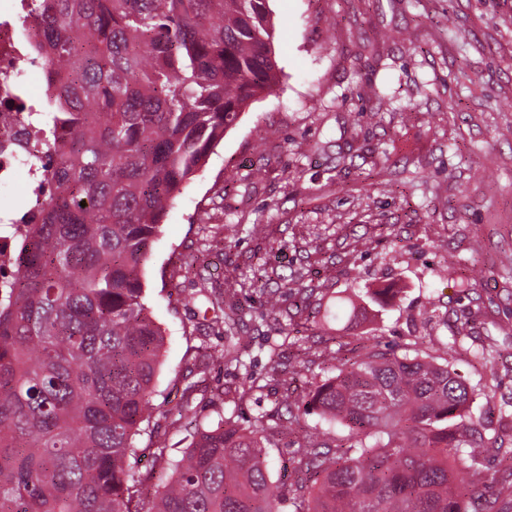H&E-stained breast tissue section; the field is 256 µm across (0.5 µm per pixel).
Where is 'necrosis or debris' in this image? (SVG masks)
<instances>
[{"instance_id": "necrosis-or-debris-1", "label": "necrosis or debris", "mask_w": 512, "mask_h": 512, "mask_svg": "<svg viewBox=\"0 0 512 512\" xmlns=\"http://www.w3.org/2000/svg\"><path fill=\"white\" fill-rule=\"evenodd\" d=\"M29 7L26 0H0V188L12 185L18 172H25L30 192L27 214L39 211L47 185L44 165L48 149L32 120L44 90H33L31 71L40 64L31 59L27 43L34 29L23 25Z\"/></svg>"}]
</instances>
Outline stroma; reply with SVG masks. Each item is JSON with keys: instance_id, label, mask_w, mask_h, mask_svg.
<instances>
[{"instance_id": "35a3bbf8", "label": "stroma", "mask_w": 512, "mask_h": 512, "mask_svg": "<svg viewBox=\"0 0 512 512\" xmlns=\"http://www.w3.org/2000/svg\"><path fill=\"white\" fill-rule=\"evenodd\" d=\"M280 69L250 102L169 209L144 267V302L165 345L152 436L181 456L225 416L276 417L331 377V350L378 343L397 356L447 354L478 394L471 417L497 427L512 402V0H269ZM378 87L386 104L370 99ZM265 225L252 234V225ZM454 266L453 278L439 276ZM257 275L239 296L261 400L227 389L242 375L224 360L213 292L227 269ZM313 289L297 313L285 283ZM282 289L264 317L262 289ZM395 288L359 312L340 296ZM447 310L424 323L428 303ZM479 307L501 339L494 365L473 356L464 313ZM297 324L278 363L261 347ZM496 386L493 400L480 391ZM187 418L177 416L181 406ZM271 478L292 497L295 446L266 451Z\"/></svg>"}]
</instances>
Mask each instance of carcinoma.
I'll return each instance as SVG.
<instances>
[{"label":"carcinoma","mask_w":512,"mask_h":512,"mask_svg":"<svg viewBox=\"0 0 512 512\" xmlns=\"http://www.w3.org/2000/svg\"><path fill=\"white\" fill-rule=\"evenodd\" d=\"M28 16L51 145L16 294L0 302V512H140L135 438L164 347L143 267L224 132L277 84L269 0H31ZM244 325L228 305L224 359L243 372L234 395L259 400L267 379L239 355ZM473 400L448 364L366 345L274 427L229 417L176 459L154 444L171 477L149 512H279L269 436L311 414L345 435L334 456L297 442L306 478L291 512H497L473 487L488 449L512 463V435L468 433Z\"/></svg>","instance_id":"1"}]
</instances>
